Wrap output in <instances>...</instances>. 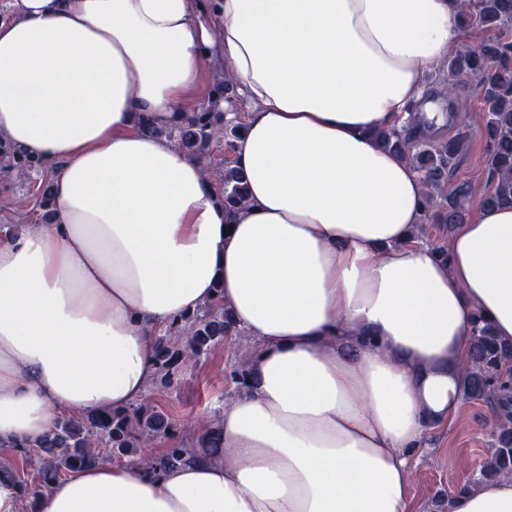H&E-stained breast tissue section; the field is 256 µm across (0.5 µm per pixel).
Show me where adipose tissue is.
I'll list each match as a JSON object with an SVG mask.
<instances>
[{"label":"adipose tissue","mask_w":512,"mask_h":512,"mask_svg":"<svg viewBox=\"0 0 512 512\" xmlns=\"http://www.w3.org/2000/svg\"><path fill=\"white\" fill-rule=\"evenodd\" d=\"M457 0H14L0 136L55 166L54 219L0 232V444L142 400L155 340L218 298L262 342L214 458L103 460L35 512H410V463L462 403L476 316L512 342V205L447 259L412 236L422 180L372 138L459 48ZM218 59L250 104L249 202L139 129ZM450 512H512V477Z\"/></svg>","instance_id":"obj_1"}]
</instances>
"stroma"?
Returning <instances> with one entry per match:
<instances>
[{
    "label": "stroma",
    "mask_w": 512,
    "mask_h": 512,
    "mask_svg": "<svg viewBox=\"0 0 512 512\" xmlns=\"http://www.w3.org/2000/svg\"><path fill=\"white\" fill-rule=\"evenodd\" d=\"M456 101L465 105L469 119L468 138L453 180L468 185L464 206L473 215L490 188L486 143L480 134L485 114L475 81L458 79ZM40 182L35 175L0 180V225L41 222L42 214L34 206V187ZM259 347L257 339L239 331L225 337L223 346L180 368L179 384L156 397L160 411L172 425L173 441L198 438L211 420L221 416L242 385L234 377V369L242 357H255ZM494 428L490 408L466 400L451 425L429 433L410 466L411 512H437V502L447 499L483 461L492 446Z\"/></svg>",
    "instance_id": "35a3bbf8"
}]
</instances>
